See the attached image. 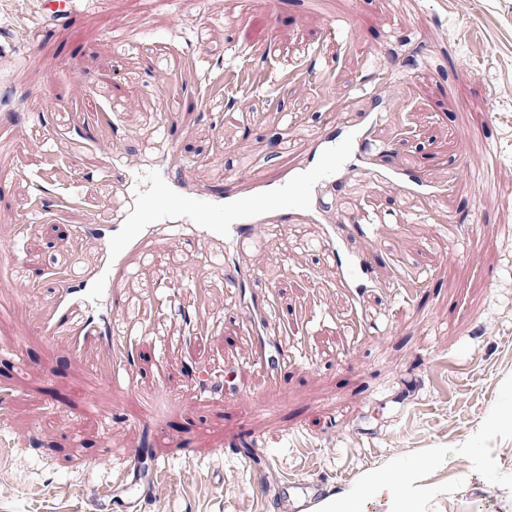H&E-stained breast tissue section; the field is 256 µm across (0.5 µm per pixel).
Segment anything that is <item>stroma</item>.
<instances>
[{
	"label": "stroma",
	"mask_w": 512,
	"mask_h": 512,
	"mask_svg": "<svg viewBox=\"0 0 512 512\" xmlns=\"http://www.w3.org/2000/svg\"><path fill=\"white\" fill-rule=\"evenodd\" d=\"M175 10L182 28L173 43L201 65L242 69L237 44L267 59L251 69L249 111L202 105L183 123L180 148L197 191L244 165L274 175L279 136L305 156L303 130L331 121L343 102L354 113L395 112L374 136L443 191L427 201L386 182L357 194L379 228L376 287L329 279L302 245L318 224L274 232L265 251L248 256L288 318L279 389L259 370L238 375L252 337L229 313L236 289L209 265L203 239L155 241L165 269L143 267L126 288L140 331L135 388L97 382V351L47 349L35 328L37 312L54 302L55 272L75 260L93 266L100 255L96 240L74 243L65 223L22 231L41 137L55 136L59 167L92 170L96 146L77 149L76 133L62 131L90 98L112 115L113 152L136 155L170 98L146 71L155 46L117 59L103 31L128 36L148 22L163 34ZM36 13V0H0V33L15 38L0 51V241L20 244L17 255L0 254V512H85L92 457L146 443V474L165 475L173 498L116 489L102 501L112 512H291L269 493L291 479L324 488L303 512L354 495L365 512H382L373 482L388 473L405 482L416 512H512V223L500 220L512 214V0H282L275 20L269 0H85L34 45L24 33ZM312 68L323 83L307 78ZM284 74L288 84L270 104L271 81ZM464 166L482 181L462 177ZM452 217L449 238L439 229ZM283 252L286 266H273ZM187 270L200 273L190 288L180 283ZM200 306L212 319L196 336L190 315ZM204 364L220 372L201 387L192 370ZM58 375L91 402L50 407ZM241 392L249 405H237ZM138 414L140 428L129 423ZM243 425L256 437L246 453L233 448ZM19 469L30 473L22 488Z\"/></svg>",
	"instance_id": "1"
}]
</instances>
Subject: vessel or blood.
Here are the masks:
<instances>
[{
  "label": "vessel or blood",
  "instance_id": "1",
  "mask_svg": "<svg viewBox=\"0 0 512 512\" xmlns=\"http://www.w3.org/2000/svg\"><path fill=\"white\" fill-rule=\"evenodd\" d=\"M78 7L79 0H41L40 11L50 26L68 21ZM180 60L182 70L195 73L193 88L207 101L222 105L224 92L229 89L237 94L240 105H247L252 86L245 79H226L199 69L197 59L188 53L181 54ZM169 92L175 110L158 122L155 136L137 164H128L123 156L113 153L111 142L105 141L101 144L105 161L98 179L76 181L64 171L42 173V180L55 176L66 186L54 200L55 221L82 214V223L71 227L74 239H96L100 257L94 267L70 266L58 272L54 278L55 302L37 316L39 331L49 344L65 345L77 356L101 350L106 356L102 380L117 389L135 387L139 373L130 353L131 336L116 330L128 316L126 285L148 256L152 241L205 239L212 244L215 258L234 271L237 287L251 289L247 301L231 305L232 310L244 314L257 337L250 368L261 370L271 387H281L288 363V330L269 293L252 289L255 272L245 265L246 255L264 242L271 229L318 224L322 227L318 244L325 266L345 285L356 274L369 273L371 260L357 252L351 265L345 266L338 261L339 250L349 248L358 237L377 239L378 230L357 210L350 211L347 223H328L339 185L352 182L371 192L391 181L400 191L427 200L435 192L413 168L385 164L386 148L369 139L367 132L372 125L392 121L393 116L373 112L363 114L357 122L343 118L313 130L308 136L312 151L302 164L291 163L294 145L281 140L279 153L289 163L275 178H260L242 169L225 176L207 194L197 193L177 151L176 115L188 109L185 95L176 84L170 85ZM71 123L92 133L111 125L112 115L88 108L72 114ZM146 170L154 176L148 192L137 185L138 175ZM101 191L111 208L112 221L108 224L98 223L95 211L87 204L92 194ZM139 460V449L125 450L119 477L125 488L140 484Z\"/></svg>",
  "mask_w": 512,
  "mask_h": 512
}]
</instances>
